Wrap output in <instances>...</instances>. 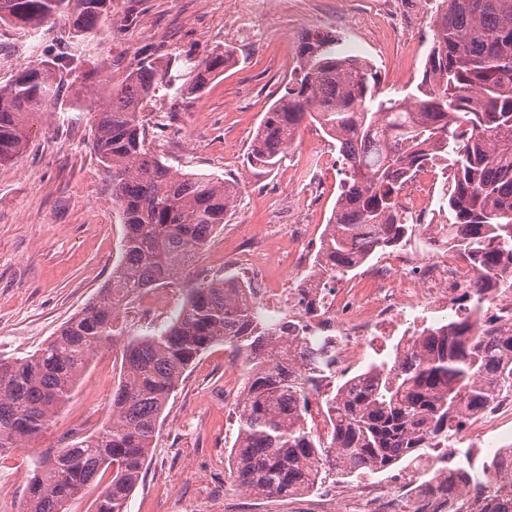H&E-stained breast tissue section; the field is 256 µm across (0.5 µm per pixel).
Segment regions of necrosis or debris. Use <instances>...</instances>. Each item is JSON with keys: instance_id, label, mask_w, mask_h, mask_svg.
Returning a JSON list of instances; mask_svg holds the SVG:
<instances>
[{"instance_id": "4bbe7bcc", "label": "necrosis or debris", "mask_w": 512, "mask_h": 512, "mask_svg": "<svg viewBox=\"0 0 512 512\" xmlns=\"http://www.w3.org/2000/svg\"><path fill=\"white\" fill-rule=\"evenodd\" d=\"M449 176L441 164L426 166L398 194L399 208L424 237L425 248L381 254L358 283L347 287L328 275L308 274L321 241L318 225L292 216L281 233L263 238L241 234L231 252L247 271L240 283L242 295L261 304L271 323L293 324L309 347L332 343L341 373L381 342L391 339L400 349L411 348L431 329L428 315L456 310L477 276L438 234V213L431 202ZM491 436L512 447V397L494 411L464 421L452 442L475 449ZM443 462V457L426 455L380 485L348 492L323 486L311 510L329 512L333 502L337 512H454L447 491L438 488L448 477Z\"/></svg>"}]
</instances>
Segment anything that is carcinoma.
<instances>
[{
    "label": "carcinoma",
    "mask_w": 512,
    "mask_h": 512,
    "mask_svg": "<svg viewBox=\"0 0 512 512\" xmlns=\"http://www.w3.org/2000/svg\"><path fill=\"white\" fill-rule=\"evenodd\" d=\"M429 2L432 41L421 81L404 96L383 93L379 71L346 55L337 35L305 32L295 75L265 112L248 163L274 170L307 119L336 141L345 178L314 268L344 279L407 231L396 210L401 179L429 155L451 159L455 180L439 194L438 210L448 215L441 225L448 242L478 267L464 294L468 311L328 395L334 424L325 439L305 422L306 388L295 363L264 366L288 342L286 327L270 328L257 304L234 296L233 284L188 280L178 316L123 345L110 420L88 435L72 434L54 449L53 462L45 452L33 461L23 512H69L107 474L93 512H125L171 395L216 345L248 371L236 404L231 484L263 498L296 496L330 474L372 475L446 448L465 417L512 391V329L472 333L483 289L512 294V0ZM111 15L112 0H0V28L32 35L62 19L77 45L102 35ZM70 57L69 46L0 82V165L17 160L31 128L57 111ZM232 60V51L216 49L199 60L169 59L162 71L146 58L118 88L95 90L93 149L110 172L124 227L121 258L98 296L41 348L0 360V457L48 427L90 357L114 340L117 313L141 290L181 280L235 207L236 181L173 171L149 148L141 120L164 79L197 94ZM448 492L459 512H470L469 493L482 501L481 512H512V451L495 449L479 469L459 460Z\"/></svg>",
    "instance_id": "cac0c4a2"
}]
</instances>
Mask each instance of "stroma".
I'll use <instances>...</instances> for the list:
<instances>
[{
  "instance_id": "obj_1",
  "label": "stroma",
  "mask_w": 512,
  "mask_h": 512,
  "mask_svg": "<svg viewBox=\"0 0 512 512\" xmlns=\"http://www.w3.org/2000/svg\"><path fill=\"white\" fill-rule=\"evenodd\" d=\"M322 29L343 39L345 53L371 60L386 92L402 95L422 77L432 14L426 0H112L105 32L67 67L62 109L33 126L23 155L0 166V359L32 354L98 294L121 256L123 226L112 206V183L93 150L95 107L68 110L74 84H119L148 55L202 56L235 49L237 62L194 96L159 88L144 104L150 147L174 169L240 184L230 221L199 251L190 277L223 278L224 254L242 230L263 233L290 206L305 205L327 224L344 177L334 140L303 123L281 165L251 168L246 154L264 112L282 94L301 35ZM63 23L32 37L0 29V81L20 66L55 55L67 42ZM324 153L325 190L316 195L297 172ZM184 283L169 286L159 313L121 316L117 342L88 368L54 421L24 449L0 459V512H22L32 461L74 433L111 415L120 351L129 338L160 330L181 311ZM223 346L202 354L169 400L143 477L125 512H299L305 500L262 499L229 484L228 456L238 424L233 404H213L224 390Z\"/></svg>"
}]
</instances>
